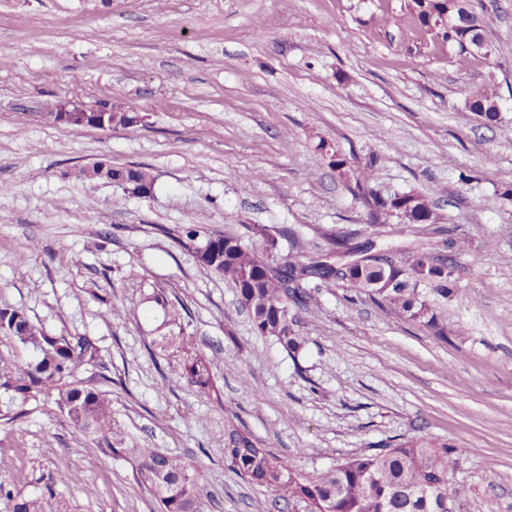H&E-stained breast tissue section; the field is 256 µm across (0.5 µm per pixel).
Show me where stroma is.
<instances>
[{
    "mask_svg": "<svg viewBox=\"0 0 512 512\" xmlns=\"http://www.w3.org/2000/svg\"><path fill=\"white\" fill-rule=\"evenodd\" d=\"M409 0H0V308L98 348L89 377L140 447L202 470L206 512H275L273 496L224 464L225 424L314 473L423 435L458 448L456 512H512V0H472L489 53L456 65ZM488 123L463 108L485 87ZM105 101L136 125L49 120L63 103ZM428 196L437 224L368 220L354 181ZM146 167L141 197L85 165ZM243 171L260 172L242 185ZM263 224L294 229L278 257L351 246L462 241L448 338L342 286L299 317L298 358L254 328L235 288L179 241ZM164 295L178 317L156 305ZM185 331L219 357L218 391L162 376L148 348ZM253 391H244L241 379ZM0 512L18 491L55 487L63 512H157L132 466L102 454L52 402L0 420Z\"/></svg>",
    "mask_w": 512,
    "mask_h": 512,
    "instance_id": "stroma-1",
    "label": "stroma"
}]
</instances>
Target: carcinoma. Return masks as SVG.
Returning a JSON list of instances; mask_svg holds the SVG:
<instances>
[{
	"label": "carcinoma",
	"mask_w": 512,
	"mask_h": 512,
	"mask_svg": "<svg viewBox=\"0 0 512 512\" xmlns=\"http://www.w3.org/2000/svg\"><path fill=\"white\" fill-rule=\"evenodd\" d=\"M408 8L422 25L440 28L445 11L458 14V27L444 31L443 37L457 48V61L463 68L480 55L477 45L485 40L487 19L472 9L471 0H411ZM499 99L497 91L486 90L466 108L493 122L499 116ZM333 167L340 178L354 179L362 190L372 224H388L393 218L400 224L440 220L425 196L375 193L369 187L370 166L355 172L336 158ZM249 231L262 242V253L234 234L208 235L198 224L183 226L181 236L197 243L199 265L234 285L254 326L288 355L298 356L305 343L296 330L297 311L313 315L315 293L333 281L367 294L381 309L448 340V298L455 294L448 268L456 265V255L409 251L397 261L395 275L401 287L377 288L374 283L389 275L390 268L368 262L337 270L329 264V254L303 248L279 262L277 237L294 232L288 228L274 236L260 225ZM0 337L13 347L12 356H0L1 420L14 421L24 414L26 405L51 399L102 453L132 464L138 484L159 500L161 512H205L201 471L178 455L141 448L127 439L109 394L80 378L81 371L97 357V348L88 337L52 336L14 307L0 308ZM153 345L167 370L199 394L209 396L216 390V359L200 351L195 336L181 330L176 336L158 337ZM224 462L236 475L272 492L274 503L285 509L293 500H307L310 512H448L441 506L460 496V490L452 487L457 450L424 436L383 445L374 454L355 455L308 475L288 459L256 447L230 423L224 430ZM14 512H62L61 501L51 489L19 494Z\"/></svg>",
	"instance_id": "cac0c4a2"
}]
</instances>
